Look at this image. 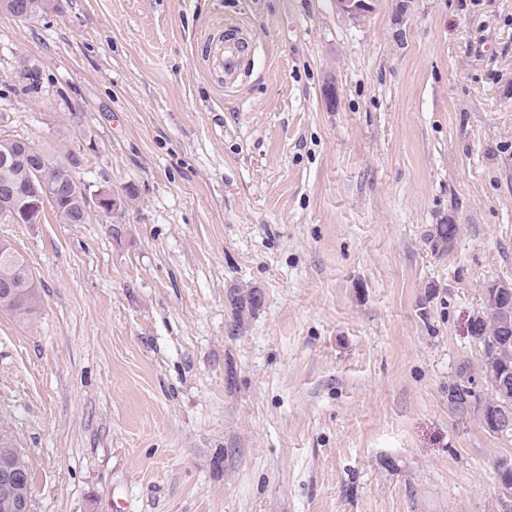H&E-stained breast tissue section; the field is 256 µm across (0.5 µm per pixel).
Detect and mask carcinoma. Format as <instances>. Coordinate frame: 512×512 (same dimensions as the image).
<instances>
[{
	"instance_id": "1",
	"label": "carcinoma",
	"mask_w": 512,
	"mask_h": 512,
	"mask_svg": "<svg viewBox=\"0 0 512 512\" xmlns=\"http://www.w3.org/2000/svg\"><path fill=\"white\" fill-rule=\"evenodd\" d=\"M46 7L45 0H0V9L8 12L18 9L24 12V19L36 17ZM18 158V161L0 164V180H8L19 189H24L30 182L31 169L21 161L29 156L35 159L44 171V176L53 181L65 168L68 153L53 145L39 146L27 138L0 136V156ZM68 190L56 198V203L49 205L54 215L65 224H79L84 219L82 200L90 185L70 174L67 179ZM459 233L456 224H438L429 234L432 250L444 252L454 242ZM33 274L24 258L15 250L0 253V284L11 282L15 285L25 283L28 291L21 295H0V311L11 314L17 321L26 325L36 322L42 308V298L33 280ZM493 289H484V306L475 315L477 330L473 338L482 347L480 372L489 395L484 400L477 399L471 388L466 386L469 378L459 373L457 379L448 384V405L455 411L465 414L471 407L482 406L494 409L503 404L512 406V309L508 314L495 309L492 298ZM228 302L232 320L230 332L239 330L247 319L257 310L261 303L260 290L257 288H232ZM0 461L17 468L19 472L27 471L24 456L14 448L11 439L0 434Z\"/></svg>"
}]
</instances>
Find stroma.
Here are the masks:
<instances>
[{
  "instance_id": "35a3bbf8",
  "label": "stroma",
  "mask_w": 512,
  "mask_h": 512,
  "mask_svg": "<svg viewBox=\"0 0 512 512\" xmlns=\"http://www.w3.org/2000/svg\"><path fill=\"white\" fill-rule=\"evenodd\" d=\"M47 3L0 11V134L124 202L0 224L43 296L0 311L31 512H502L448 385L487 396L470 318L512 281V0ZM233 287L263 294L236 334ZM233 38L218 36L210 45V58L215 67L225 76L224 82L234 83L241 68V45L243 38L233 34ZM459 233V226L456 224H438L429 234V242L433 251L444 252L450 249Z\"/></svg>"
}]
</instances>
